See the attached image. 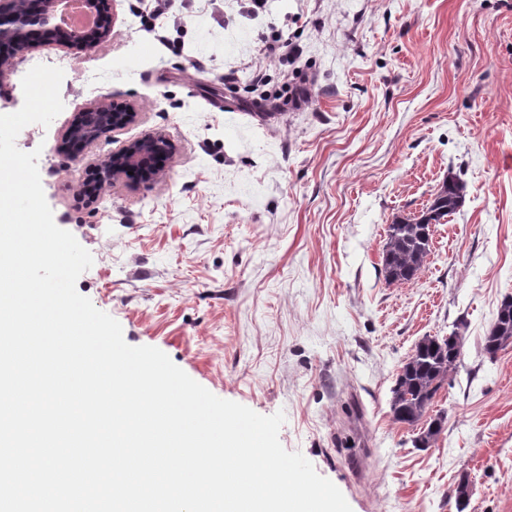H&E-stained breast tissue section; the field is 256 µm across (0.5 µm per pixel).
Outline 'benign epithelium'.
<instances>
[{"mask_svg": "<svg viewBox=\"0 0 512 512\" xmlns=\"http://www.w3.org/2000/svg\"><path fill=\"white\" fill-rule=\"evenodd\" d=\"M58 0H0V46L7 45L11 54L0 53V81L11 68L13 59L40 48L46 36L86 49L107 41L112 35V18L105 0H85L95 15L93 26L69 29L55 18ZM138 112L131 105H118L107 100L96 102L74 116L67 127L58 150L70 157L83 155L97 141L136 121ZM168 156V140L161 132L126 142L103 161L91 181L81 191L88 202L97 201L102 189L123 177L139 182H151L163 170Z\"/></svg>", "mask_w": 512, "mask_h": 512, "instance_id": "benign-epithelium-1", "label": "benign epithelium"}]
</instances>
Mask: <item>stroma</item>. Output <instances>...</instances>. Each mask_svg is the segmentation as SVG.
<instances>
[{"label":"stroma","instance_id":"1","mask_svg":"<svg viewBox=\"0 0 512 512\" xmlns=\"http://www.w3.org/2000/svg\"><path fill=\"white\" fill-rule=\"evenodd\" d=\"M108 0L112 37L49 43L0 81V114L23 104L37 64L63 70L62 112L16 138L39 151L56 225L93 256L80 294L125 341L166 353L214 395L284 412L279 440L352 512H512V345L484 338L512 297V0ZM282 32L302 54L270 65ZM280 108L259 112L255 69ZM105 99L137 121L73 159L56 144ZM166 135L157 181H117L93 205L88 174L129 140ZM463 207L435 225L417 277L386 283V231L425 210L447 173ZM460 332L457 368L427 411L436 444L394 420L391 389L427 336Z\"/></svg>","mask_w":512,"mask_h":512}]
</instances>
